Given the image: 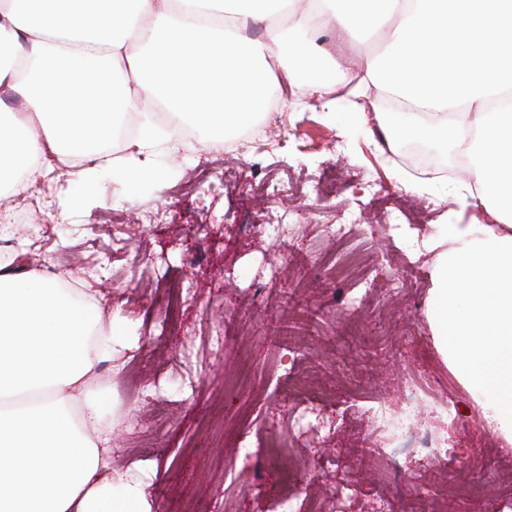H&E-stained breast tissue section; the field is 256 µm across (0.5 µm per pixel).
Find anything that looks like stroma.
I'll return each mask as SVG.
<instances>
[{"label":"stroma","mask_w":512,"mask_h":512,"mask_svg":"<svg viewBox=\"0 0 512 512\" xmlns=\"http://www.w3.org/2000/svg\"><path fill=\"white\" fill-rule=\"evenodd\" d=\"M267 146L224 158L199 138L182 139L162 156V184L137 186L102 180L91 205L62 210L58 196L68 172L46 180L19 210L35 209L19 224L12 258L50 267L60 281L89 279L108 298V316L123 321L140 348L118 369L101 366L99 381L111 387L118 408L112 421V458L128 467L156 468L149 488L155 512H169L168 492L179 486L202 512H278L273 499L242 491V483L274 484L265 464L270 435H280L296 458L293 490L329 492L350 485L347 512H367L380 498L390 512H449L441 492L447 477L475 480L495 471L494 493L512 498V443L483 431V414L470 389L441 354L426 316L434 286V238L448 250L443 224H470L471 209L456 201V178L421 179L379 152L358 128L341 124L309 100L274 112L266 121ZM210 179L193 184L200 168ZM333 167L355 187L382 180L404 195L405 204L434 205L425 223L403 224L394 238L365 240L376 283L415 272L405 294L383 299L349 319L347 309L366 287L338 280L311 265L329 251L323 231L347 207L377 224V209L362 206L354 189L337 199L308 190L323 168ZM273 177L299 190L291 199L295 217L283 234L258 232L251 187ZM101 259L100 276L86 266ZM191 281L179 307L171 283ZM412 340H405L406 332ZM301 366L306 404L275 391L278 376ZM441 380L451 406L480 440L453 460H412L404 473L390 472L385 455L390 434L369 410L385 402L396 410L403 380L414 370ZM244 377L239 396H224V381ZM327 414L333 435L290 433L303 407ZM378 448L366 457L358 442Z\"/></svg>","instance_id":"35a3bbf8"}]
</instances>
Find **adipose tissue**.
Wrapping results in <instances>:
<instances>
[{
  "label": "adipose tissue",
  "instance_id": "adipose-tissue-1",
  "mask_svg": "<svg viewBox=\"0 0 512 512\" xmlns=\"http://www.w3.org/2000/svg\"><path fill=\"white\" fill-rule=\"evenodd\" d=\"M265 22L268 38L243 36ZM336 34L335 53L312 35ZM378 35L358 74L338 52ZM512 0H0V84L21 111L0 112V194L73 160L59 204L87 200L105 176L161 182L154 163L181 124L223 143L270 110L275 73L308 97L350 81L396 102L377 122L389 143L444 145L460 160L458 199L484 224H446L426 314L440 348L494 430L512 442ZM164 101L177 125L150 117ZM143 119L121 164L102 158L118 120ZM104 296L0 262V512H153L149 481L114 468L106 424L115 400L99 364L137 349Z\"/></svg>",
  "mask_w": 512,
  "mask_h": 512
}]
</instances>
